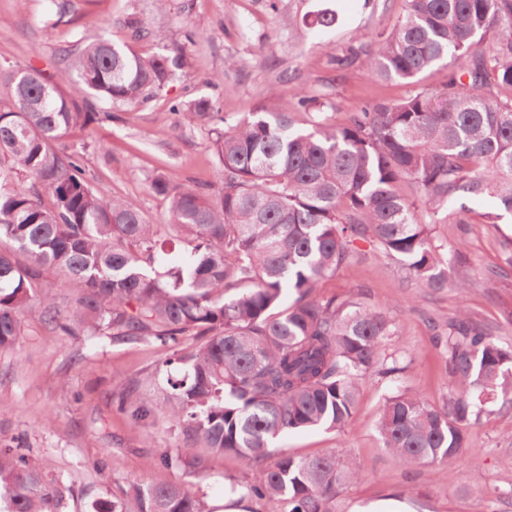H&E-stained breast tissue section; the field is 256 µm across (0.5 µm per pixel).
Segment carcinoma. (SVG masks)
Returning <instances> with one entry per match:
<instances>
[{
    "instance_id": "carcinoma-1",
    "label": "carcinoma",
    "mask_w": 512,
    "mask_h": 512,
    "mask_svg": "<svg viewBox=\"0 0 512 512\" xmlns=\"http://www.w3.org/2000/svg\"><path fill=\"white\" fill-rule=\"evenodd\" d=\"M448 58L461 65L441 93L378 103L342 126L298 128L295 112L317 107L301 88L289 92L296 110L263 105L227 128L208 99L189 103L183 116L209 128L223 184L210 197L155 175L150 190L168 202L164 240L134 201L97 194L79 152L56 148L112 113L37 73H11L0 103V351L16 348L28 313L63 336L162 345L193 336L118 392L131 421L146 426L163 411L175 423L181 445L158 463L202 478L208 456L232 453L253 469L245 497L333 512L358 478L353 462L329 450L266 466L273 442L291 430H342L362 380L404 367L380 356L397 334L393 319L352 297L319 298L317 285L369 240L416 283L446 288L436 226L469 223L467 203L486 197L496 207L483 223L512 215V0H406L364 63L373 78L410 82ZM186 64L182 51L143 56L105 39L71 60L85 91L111 105L154 97ZM402 182L414 197L399 193ZM167 245L182 251L180 264H168ZM444 355L445 405L407 387L385 400L377 431L403 465H453L487 404L512 405V345L463 312L448 324ZM21 448L0 446V512H65L72 489ZM93 509L212 512L180 484L142 480Z\"/></svg>"
}]
</instances>
